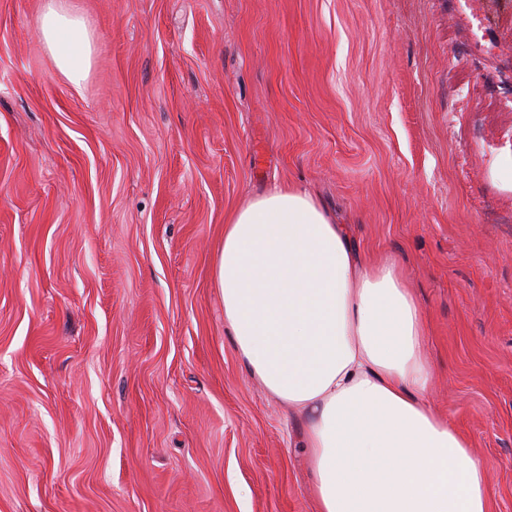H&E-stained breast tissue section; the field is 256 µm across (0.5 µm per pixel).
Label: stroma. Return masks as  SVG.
<instances>
[{"instance_id":"35a3bbf8","label":"stroma","mask_w":512,"mask_h":512,"mask_svg":"<svg viewBox=\"0 0 512 512\" xmlns=\"http://www.w3.org/2000/svg\"><path fill=\"white\" fill-rule=\"evenodd\" d=\"M0 0V512H317L212 261L294 186L393 260L431 402L512 512V0ZM40 18L41 40L60 74L74 87L91 69L93 41L85 19L68 0H45Z\"/></svg>"}]
</instances>
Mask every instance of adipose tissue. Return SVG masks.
Wrapping results in <instances>:
<instances>
[{
  "label": "adipose tissue",
  "instance_id": "obj_1",
  "mask_svg": "<svg viewBox=\"0 0 512 512\" xmlns=\"http://www.w3.org/2000/svg\"><path fill=\"white\" fill-rule=\"evenodd\" d=\"M40 34L81 87L85 19L46 0ZM213 276L249 375L303 421L318 512H490L483 463L430 404L426 328L395 263L362 264L349 227L288 186L226 219Z\"/></svg>",
  "mask_w": 512,
  "mask_h": 512
}]
</instances>
